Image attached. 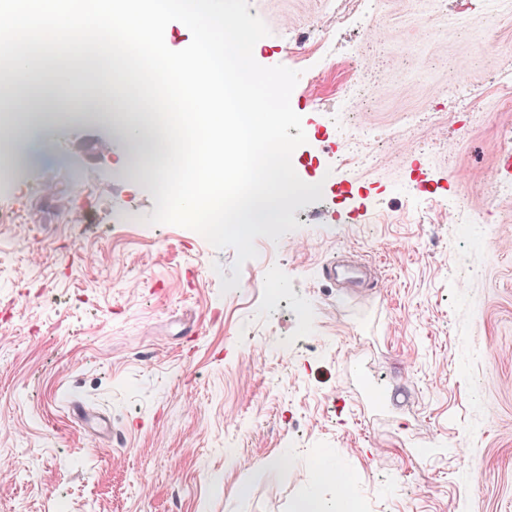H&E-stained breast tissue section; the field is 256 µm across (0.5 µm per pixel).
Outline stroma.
I'll use <instances>...</instances> for the list:
<instances>
[{"label":"stroma","mask_w":512,"mask_h":512,"mask_svg":"<svg viewBox=\"0 0 512 512\" xmlns=\"http://www.w3.org/2000/svg\"><path fill=\"white\" fill-rule=\"evenodd\" d=\"M249 3L270 30L255 60L301 73L293 167L337 197L237 274L234 249L146 224L155 176L57 97L71 63L17 80L58 117L48 159L0 181V512H293L311 492L512 512V198L494 194L512 111L479 98L512 17L483 51L488 0H365L345 23L336 0ZM357 133L371 158L348 165ZM336 257L365 276L337 287ZM323 462L341 482L315 480Z\"/></svg>","instance_id":"35a3bbf8"}]
</instances>
